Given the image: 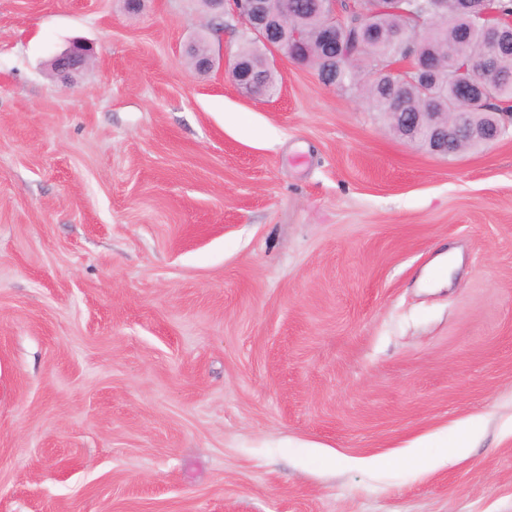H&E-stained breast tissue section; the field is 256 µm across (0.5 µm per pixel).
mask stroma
I'll return each mask as SVG.
<instances>
[{"label": "stroma", "instance_id": "obj_1", "mask_svg": "<svg viewBox=\"0 0 512 512\" xmlns=\"http://www.w3.org/2000/svg\"><path fill=\"white\" fill-rule=\"evenodd\" d=\"M211 20L0 0V512H512V132L435 155L282 59L249 95L189 66ZM89 50L81 44H73L53 60L56 70L66 78L69 73L81 67L87 60ZM474 429L469 427L455 433L451 438L444 439L437 448H441L439 455L451 459L463 453L469 448Z\"/></svg>", "mask_w": 512, "mask_h": 512}]
</instances>
